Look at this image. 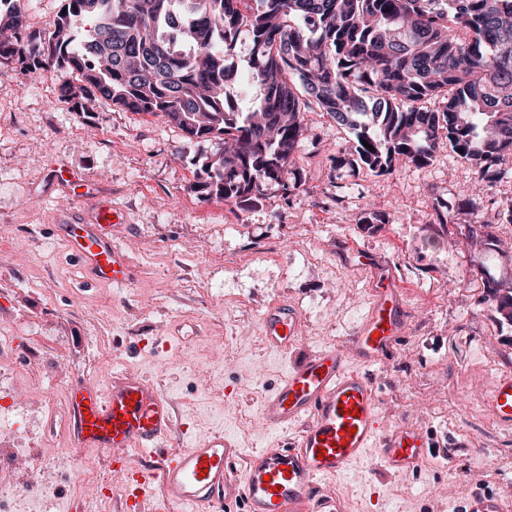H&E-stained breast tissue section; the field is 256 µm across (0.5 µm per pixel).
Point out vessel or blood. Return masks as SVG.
<instances>
[{
  "instance_id": "b4317fda",
  "label": "vessel or blood",
  "mask_w": 512,
  "mask_h": 512,
  "mask_svg": "<svg viewBox=\"0 0 512 512\" xmlns=\"http://www.w3.org/2000/svg\"><path fill=\"white\" fill-rule=\"evenodd\" d=\"M111 205H98L90 224H68L63 242L101 283L125 286L133 278L127 254L112 241ZM302 317L292 307H272L262 323L263 341L275 353L291 351L300 339ZM403 291L394 277L374 282L369 311L346 344L292 361L263 400V422L286 431L278 448L243 452L225 434L169 449L186 429L175 418L172 400L145 379L125 374L111 386L73 383L69 405L74 443L103 454L119 476L127 512H140L148 490L180 512H224L242 503L244 512H347L344 498L327 481L377 454L393 473L419 470L437 445L420 426H379L381 398L370 364L386 361L407 332ZM493 422L512 430V371H501L483 398ZM296 434H289V427ZM144 452L141 467L131 451ZM464 512H512L499 497L471 491Z\"/></svg>"
}]
</instances>
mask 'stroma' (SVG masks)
<instances>
[{
    "instance_id": "stroma-1",
    "label": "stroma",
    "mask_w": 512,
    "mask_h": 512,
    "mask_svg": "<svg viewBox=\"0 0 512 512\" xmlns=\"http://www.w3.org/2000/svg\"><path fill=\"white\" fill-rule=\"evenodd\" d=\"M304 119L301 188L224 204L196 188L218 140L102 98L74 112L55 76L0 74V327L15 336L0 355V488L52 487L63 506L104 496L106 512H123L101 453L74 445L67 401L74 381L105 387L122 372L168 393L189 425L183 445L221 431L247 451L278 447L260 403L289 359L266 350L261 318L291 305L299 351L345 343L369 307L372 276L356 269L366 252L400 284L410 324L395 357L371 368L382 423L413 421L442 450L399 475L367 458L330 488L351 512H460L476 488L512 500V432L480 402L512 370V325L486 299L488 282H512V224L487 221L512 207V160L474 210V172L451 149L378 176L333 166L353 134L318 112ZM56 164L91 177L96 199L73 197ZM100 199L124 215L112 240L137 274L123 288L95 281L61 239L63 225L91 223ZM488 456L495 465L481 467Z\"/></svg>"
}]
</instances>
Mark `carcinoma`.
Listing matches in <instances>:
<instances>
[{"label":"carcinoma","mask_w":512,"mask_h":512,"mask_svg":"<svg viewBox=\"0 0 512 512\" xmlns=\"http://www.w3.org/2000/svg\"><path fill=\"white\" fill-rule=\"evenodd\" d=\"M51 30L0 0V74L54 72L74 112L104 97L223 142L198 191L224 203L298 189L304 113L351 131L349 163L428 166L449 144L483 185L512 156V0H64ZM259 90L234 95L237 48ZM372 149L365 148V145ZM489 299L512 323V287Z\"/></svg>","instance_id":"carcinoma-1"}]
</instances>
